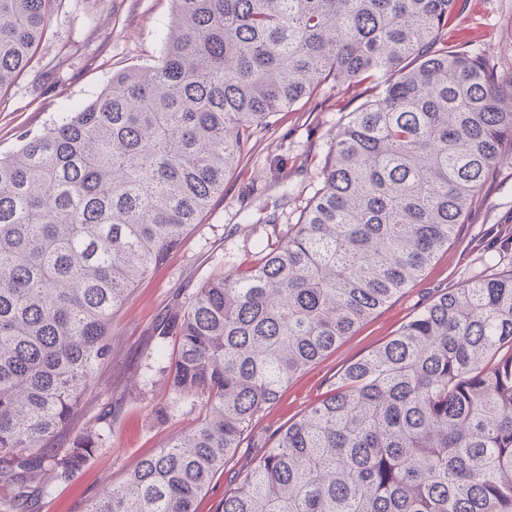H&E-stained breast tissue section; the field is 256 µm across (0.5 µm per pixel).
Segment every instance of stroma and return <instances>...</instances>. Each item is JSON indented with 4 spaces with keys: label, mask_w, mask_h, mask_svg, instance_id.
<instances>
[{
    "label": "stroma",
    "mask_w": 512,
    "mask_h": 512,
    "mask_svg": "<svg viewBox=\"0 0 512 512\" xmlns=\"http://www.w3.org/2000/svg\"><path fill=\"white\" fill-rule=\"evenodd\" d=\"M172 0H69L52 15L32 66L0 93V154L17 150L23 135L42 132L74 106L91 102L117 71L154 64L173 17ZM448 43L464 45L491 63L512 66V0H460L448 21ZM356 101L328 86L259 131L226 176L200 224L164 263L127 296L112 319V354L95 373V387L57 440L69 447L90 425L104 446L67 483L36 496L34 512H86L106 484L121 483L139 462L194 424L199 401L176 396L162 372L173 340L157 325L187 303L207 280L246 265L295 223L318 186L327 142ZM277 223H268L269 215ZM512 268V149L469 211L459 235L423 275L337 345L294 377L256 416L235 455L198 498L196 512H218L241 472L271 447L280 430L330 395L350 364L383 345L426 305L489 270Z\"/></svg>",
    "instance_id": "1"
}]
</instances>
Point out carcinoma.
Segmentation results:
<instances>
[{"label":"carcinoma","instance_id":"cac0c4a2","mask_svg":"<svg viewBox=\"0 0 512 512\" xmlns=\"http://www.w3.org/2000/svg\"><path fill=\"white\" fill-rule=\"evenodd\" d=\"M459 0H173L159 59L0 156V499L104 445L49 444L112 315L224 189L259 130L330 82L367 97L321 186L243 270L157 328L203 417L87 512H195L254 418L454 241L505 143L512 68L448 46ZM65 0H0V90ZM219 512H512V270L443 293L283 429Z\"/></svg>","mask_w":512,"mask_h":512}]
</instances>
